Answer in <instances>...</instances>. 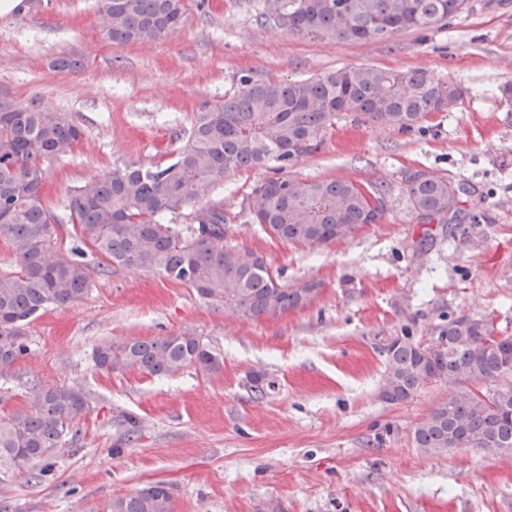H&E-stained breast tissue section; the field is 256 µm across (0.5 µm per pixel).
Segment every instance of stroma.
Returning a JSON list of instances; mask_svg holds the SVG:
<instances>
[{"mask_svg": "<svg viewBox=\"0 0 512 512\" xmlns=\"http://www.w3.org/2000/svg\"><path fill=\"white\" fill-rule=\"evenodd\" d=\"M180 29L115 46L100 0H42L0 14V98L68 113L83 136L47 164V206L66 217L75 190L132 160L169 162L195 112L222 104L242 79L317 77L346 66L420 70L462 91L459 106L403 131L340 113L320 149L288 166L294 179L383 186L374 224L319 247L267 236L248 207L276 163L238 171L209 201L222 205L226 244L265 256L286 285L321 282L312 305L238 321L158 275L84 260L90 287L30 322L27 352L0 368V417L30 382L81 392L79 432L55 450L53 476L32 463L0 482L9 512H102L112 498L164 481L173 512H512V451L427 454L416 423L447 399L431 381L413 399L381 400L384 346L406 334L429 345L460 316L512 336V0H469L448 25L381 43L293 35L261 19L260 0H186ZM84 66L61 72L55 58ZM415 172L467 187L465 218L417 223L405 179ZM190 330L219 354L213 374L167 376L95 368V347ZM270 381L257 395L254 376ZM139 427L126 438L127 418Z\"/></svg>", "mask_w": 512, "mask_h": 512, "instance_id": "35a3bbf8", "label": "stroma"}]
</instances>
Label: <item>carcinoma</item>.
<instances>
[{
	"label": "carcinoma",
	"instance_id": "cac0c4a2",
	"mask_svg": "<svg viewBox=\"0 0 512 512\" xmlns=\"http://www.w3.org/2000/svg\"><path fill=\"white\" fill-rule=\"evenodd\" d=\"M468 0H264L262 16L291 34L322 33L343 42L383 41L403 30H427L456 17ZM185 0H102V34L116 46L176 32ZM462 98L459 88L419 70L345 67L300 80L245 79L218 106L196 113L186 144L169 163H127L74 195L69 210L73 245L63 247L60 224L44 202V162L73 151L82 132L65 112L32 101L0 102V237L16 258L0 273V366L27 352L23 329L48 307H64L88 290L83 261L91 247L110 267L154 273L191 290L200 301L236 320L277 317L311 305L317 282L290 287L265 257L224 244V209L204 206L215 185L242 169L274 161L280 169L317 151L341 112L386 128H413L430 112H448ZM409 206L420 224H446L460 217L466 189L438 174L406 179ZM384 190L349 180L269 178L258 184L249 209L255 223L275 239L321 246L374 221ZM200 205L195 223H165L179 205ZM483 318L448 321L434 346L408 335L383 348L380 397L409 401L429 381L483 384L457 388L418 421L413 440L430 454L451 448L484 453L512 450V385L497 383L512 367V336L487 339ZM94 366L108 372L165 376L186 367L204 373L221 368L219 355L191 331L150 340L100 345ZM84 396L35 383L24 406L0 419V477L33 460L45 462L87 412ZM104 512H172L164 481L110 500Z\"/></svg>",
	"mask_w": 512,
	"mask_h": 512
}]
</instances>
